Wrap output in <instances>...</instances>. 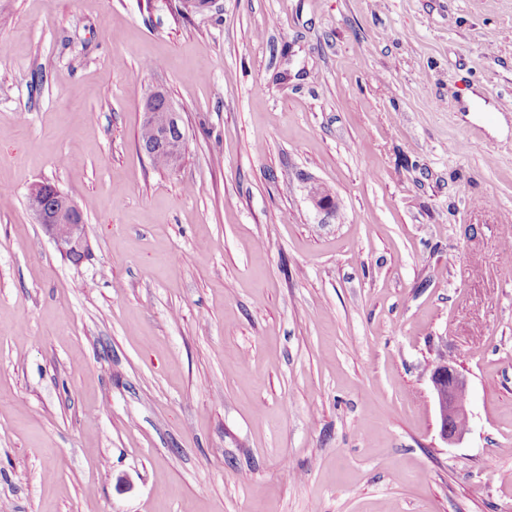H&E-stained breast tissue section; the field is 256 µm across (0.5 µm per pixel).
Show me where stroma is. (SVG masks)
Wrapping results in <instances>:
<instances>
[{
  "mask_svg": "<svg viewBox=\"0 0 512 512\" xmlns=\"http://www.w3.org/2000/svg\"><path fill=\"white\" fill-rule=\"evenodd\" d=\"M179 7L0 0V512H512V0ZM143 112L146 121L162 132L157 148L165 151L171 165L174 164L184 150L183 136L172 139L167 134L170 127H178L177 112H175L168 98L161 90L153 91L148 95L143 104ZM153 127L143 124L140 126V143H148L156 138V130ZM28 197L32 200L31 211L61 255L79 263L86 260L89 248L85 222L75 200L50 183L35 185ZM431 383L438 406L440 439L448 445L456 444L468 429L466 378L453 362L441 356L431 372Z\"/></svg>",
  "mask_w": 512,
  "mask_h": 512,
  "instance_id": "stroma-1",
  "label": "stroma"
}]
</instances>
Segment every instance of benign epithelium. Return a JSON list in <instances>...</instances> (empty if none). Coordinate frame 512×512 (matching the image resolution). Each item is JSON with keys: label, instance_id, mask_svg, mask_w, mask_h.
I'll return each instance as SVG.
<instances>
[{"label": "benign epithelium", "instance_id": "7a95c632", "mask_svg": "<svg viewBox=\"0 0 512 512\" xmlns=\"http://www.w3.org/2000/svg\"><path fill=\"white\" fill-rule=\"evenodd\" d=\"M143 112L146 121L162 132L159 148L175 163L184 150V138L172 139L168 130L178 126V115L166 95L156 90L148 95ZM30 209L62 256L83 262L89 248L84 217L75 200L50 183H39L29 193ZM431 383L438 406L439 436L442 442L457 443L468 429L467 381L458 367L441 356L431 372Z\"/></svg>", "mask_w": 512, "mask_h": 512}]
</instances>
